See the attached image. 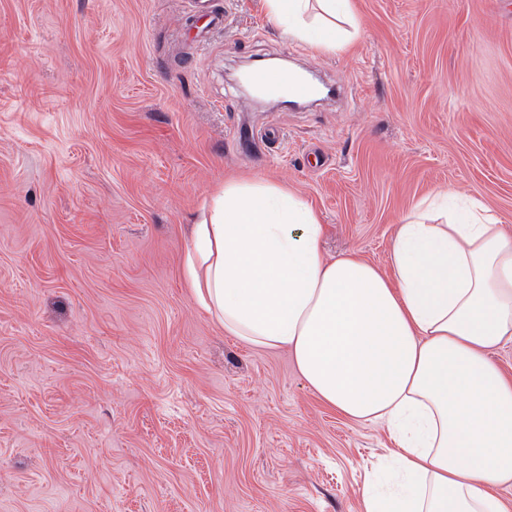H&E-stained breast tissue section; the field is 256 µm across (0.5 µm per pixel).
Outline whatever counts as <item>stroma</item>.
I'll use <instances>...</instances> for the list:
<instances>
[{"instance_id": "obj_1", "label": "stroma", "mask_w": 512, "mask_h": 512, "mask_svg": "<svg viewBox=\"0 0 512 512\" xmlns=\"http://www.w3.org/2000/svg\"><path fill=\"white\" fill-rule=\"evenodd\" d=\"M351 6L357 36L317 55L261 0H0V512H362L386 427L182 276L227 180L295 191L328 256L384 270L441 189L512 232V0ZM268 58L341 96L251 104L235 72Z\"/></svg>"}]
</instances>
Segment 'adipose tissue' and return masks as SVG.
Wrapping results in <instances>:
<instances>
[{
  "label": "adipose tissue",
  "instance_id": "adipose-tissue-1",
  "mask_svg": "<svg viewBox=\"0 0 512 512\" xmlns=\"http://www.w3.org/2000/svg\"><path fill=\"white\" fill-rule=\"evenodd\" d=\"M290 40L333 54L350 0H262ZM301 196L258 180L219 188L192 229L183 276L227 335L292 355L326 406L385 425L390 485L363 512H508L512 379L489 359L512 342V234L474 197L440 190L398 224L390 273L322 250Z\"/></svg>",
  "mask_w": 512,
  "mask_h": 512
}]
</instances>
